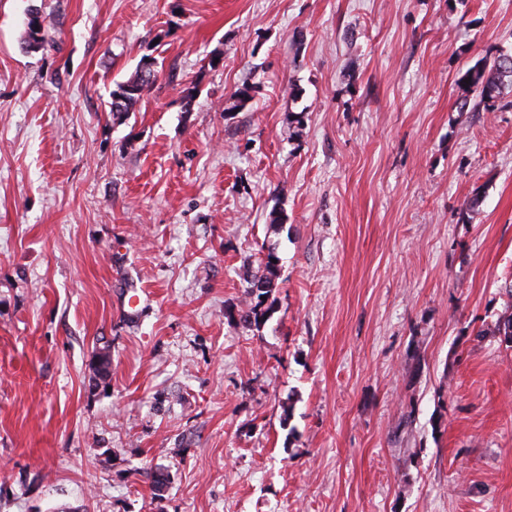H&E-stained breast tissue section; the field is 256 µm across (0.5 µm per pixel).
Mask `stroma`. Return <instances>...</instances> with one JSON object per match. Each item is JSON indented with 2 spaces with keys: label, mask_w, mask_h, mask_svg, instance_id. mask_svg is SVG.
<instances>
[{
  "label": "stroma",
  "mask_w": 512,
  "mask_h": 512,
  "mask_svg": "<svg viewBox=\"0 0 512 512\" xmlns=\"http://www.w3.org/2000/svg\"><path fill=\"white\" fill-rule=\"evenodd\" d=\"M503 53L512 0H0V512H512ZM499 56L509 57L511 60L500 66L496 63V58L491 63L481 61L483 64L478 62L461 75L459 83L468 94L458 102L459 110H466L472 100V108H480L483 105L487 109L490 102L499 97L506 88L512 87V55ZM466 80H469V84H466ZM273 260H276V263H273ZM278 261V257L269 251L259 261L256 274L247 280L244 290L245 302L238 314L240 322L260 328L269 319L276 300L270 298L279 290ZM256 284H259L260 288H253ZM261 296H265V300H262Z\"/></svg>",
  "instance_id": "stroma-1"
}]
</instances>
